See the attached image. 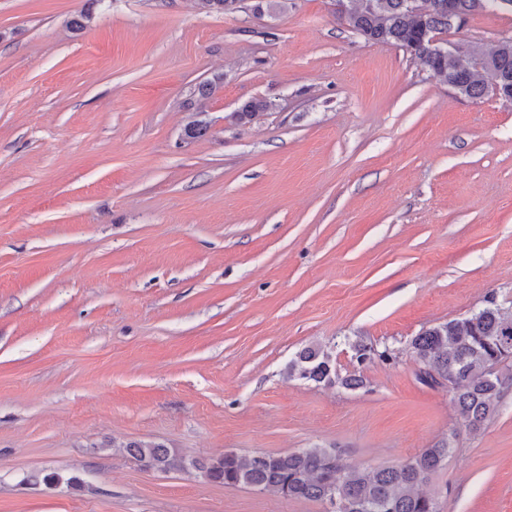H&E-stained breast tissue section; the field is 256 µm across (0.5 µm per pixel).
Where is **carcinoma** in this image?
<instances>
[{
    "label": "carcinoma",
    "mask_w": 512,
    "mask_h": 512,
    "mask_svg": "<svg viewBox=\"0 0 512 512\" xmlns=\"http://www.w3.org/2000/svg\"><path fill=\"white\" fill-rule=\"evenodd\" d=\"M353 1L359 6L348 8L344 19L369 42L397 45L406 51L421 48L425 33L443 44L440 35L453 30L448 0H433V7L424 14L411 0H346ZM198 2L209 12L226 13L237 9L241 0ZM469 52L476 61L490 56L489 76L469 71L455 56L425 48L418 53V60L443 81L456 83L464 97H483L493 78L512 93V40L497 44L490 55L483 43L472 40ZM268 108L267 101L253 99L235 116L245 121ZM410 347L415 360L425 368L422 382L430 386L440 379L448 382L466 429L478 432L499 414L505 391L512 386V312L504 311L495 297H489L483 308L466 317L422 330ZM352 348L360 367L375 359L391 362L396 358L390 349L379 350L363 341L355 342ZM288 375L347 389L364 384L363 376L355 372L340 375L330 351L318 345L297 352ZM126 451L150 469H193L207 481L226 487L246 485L291 499L333 502L332 512H439L436 499L421 487L447 464L451 439H441L402 464L370 471L347 468L336 450L321 446L286 454L227 452L219 458L188 461L176 458L169 448L156 442L130 443Z\"/></svg>",
    "instance_id": "cac0c4a2"
}]
</instances>
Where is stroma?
Returning a JSON list of instances; mask_svg holds the SVG:
<instances>
[{"label":"stroma","instance_id":"obj_1","mask_svg":"<svg viewBox=\"0 0 512 512\" xmlns=\"http://www.w3.org/2000/svg\"><path fill=\"white\" fill-rule=\"evenodd\" d=\"M253 2L0 0V512H328L122 446L375 469L447 435L440 512H512V393L469 433L410 349L512 308V103L456 94L333 0ZM505 33L511 12L480 13L447 38ZM359 339L396 360L358 366ZM313 344L363 387L288 378Z\"/></svg>","mask_w":512,"mask_h":512}]
</instances>
